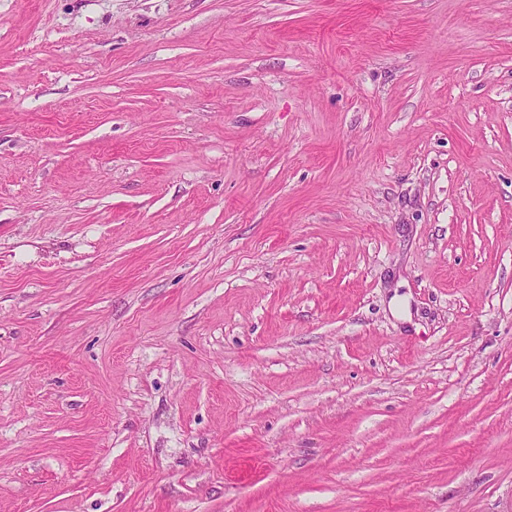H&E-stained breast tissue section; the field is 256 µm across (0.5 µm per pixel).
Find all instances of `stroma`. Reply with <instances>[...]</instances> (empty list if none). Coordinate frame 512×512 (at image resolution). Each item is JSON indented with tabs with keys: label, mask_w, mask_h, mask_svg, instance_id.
<instances>
[{
	"label": "stroma",
	"mask_w": 512,
	"mask_h": 512,
	"mask_svg": "<svg viewBox=\"0 0 512 512\" xmlns=\"http://www.w3.org/2000/svg\"><path fill=\"white\" fill-rule=\"evenodd\" d=\"M0 512H512V0H0Z\"/></svg>",
	"instance_id": "1"
}]
</instances>
